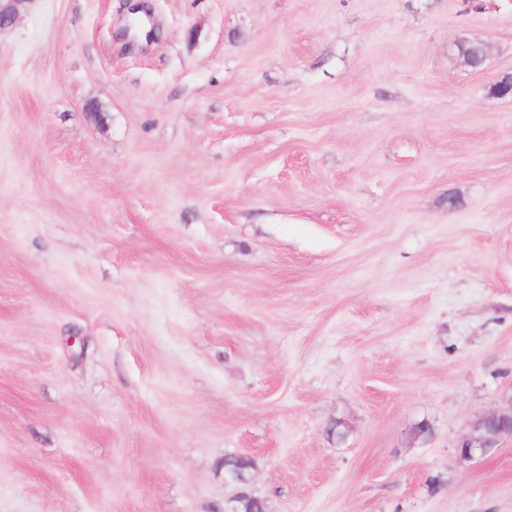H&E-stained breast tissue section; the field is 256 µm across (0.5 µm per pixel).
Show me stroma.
Masks as SVG:
<instances>
[{
    "instance_id": "obj_1",
    "label": "stroma",
    "mask_w": 512,
    "mask_h": 512,
    "mask_svg": "<svg viewBox=\"0 0 512 512\" xmlns=\"http://www.w3.org/2000/svg\"><path fill=\"white\" fill-rule=\"evenodd\" d=\"M144 6L0 32V512H512V0ZM507 435L512 436V401L510 406L490 411L477 419L457 446V455L463 461L474 460Z\"/></svg>"
}]
</instances>
